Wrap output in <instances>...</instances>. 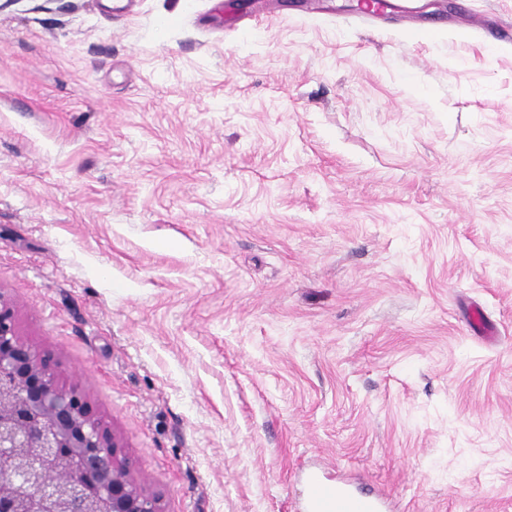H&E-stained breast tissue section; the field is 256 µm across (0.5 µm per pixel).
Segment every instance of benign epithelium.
<instances>
[{"label": "benign epithelium", "instance_id": "obj_1", "mask_svg": "<svg viewBox=\"0 0 512 512\" xmlns=\"http://www.w3.org/2000/svg\"><path fill=\"white\" fill-rule=\"evenodd\" d=\"M0 512H168L84 394L21 338L1 293Z\"/></svg>", "mask_w": 512, "mask_h": 512}]
</instances>
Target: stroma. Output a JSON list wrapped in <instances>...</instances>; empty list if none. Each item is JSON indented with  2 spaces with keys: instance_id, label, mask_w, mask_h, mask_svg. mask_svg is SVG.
I'll list each match as a JSON object with an SVG mask.
<instances>
[{
  "instance_id": "35a3bbf8",
  "label": "stroma",
  "mask_w": 512,
  "mask_h": 512,
  "mask_svg": "<svg viewBox=\"0 0 512 512\" xmlns=\"http://www.w3.org/2000/svg\"><path fill=\"white\" fill-rule=\"evenodd\" d=\"M240 2L247 36L213 0L0 8L20 334L169 512H294L313 462L512 512V0Z\"/></svg>"
}]
</instances>
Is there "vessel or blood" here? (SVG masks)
<instances>
[{
	"instance_id": "vessel-or-blood-1",
	"label": "vessel or blood",
	"mask_w": 512,
	"mask_h": 512,
	"mask_svg": "<svg viewBox=\"0 0 512 512\" xmlns=\"http://www.w3.org/2000/svg\"><path fill=\"white\" fill-rule=\"evenodd\" d=\"M306 491L295 512H395L396 502L385 490L366 492L349 478L330 476L325 469L309 472Z\"/></svg>"
}]
</instances>
